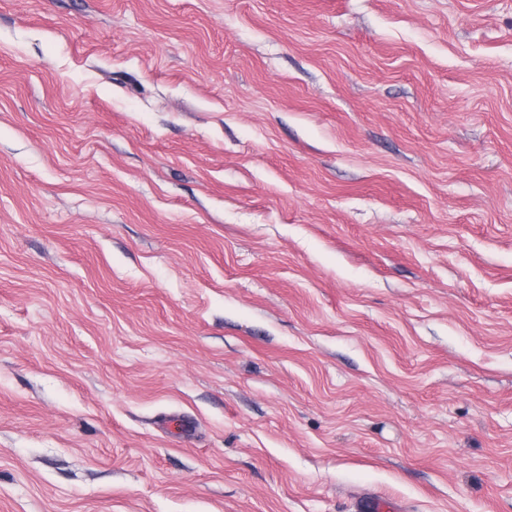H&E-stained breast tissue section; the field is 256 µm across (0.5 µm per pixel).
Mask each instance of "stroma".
Returning a JSON list of instances; mask_svg holds the SVG:
<instances>
[{
  "label": "stroma",
  "instance_id": "1",
  "mask_svg": "<svg viewBox=\"0 0 512 512\" xmlns=\"http://www.w3.org/2000/svg\"><path fill=\"white\" fill-rule=\"evenodd\" d=\"M512 512V0H0V512ZM403 510L374 494L367 493L357 499L353 512H404Z\"/></svg>",
  "mask_w": 512,
  "mask_h": 512
}]
</instances>
